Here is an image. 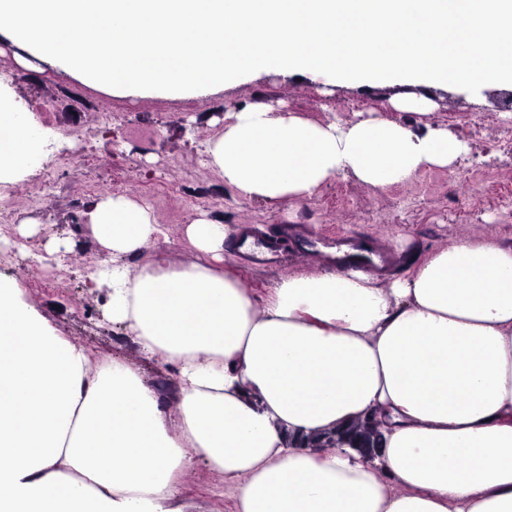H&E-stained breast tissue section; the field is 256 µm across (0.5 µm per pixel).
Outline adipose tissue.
Wrapping results in <instances>:
<instances>
[{"label": "adipose tissue", "mask_w": 512, "mask_h": 512, "mask_svg": "<svg viewBox=\"0 0 512 512\" xmlns=\"http://www.w3.org/2000/svg\"><path fill=\"white\" fill-rule=\"evenodd\" d=\"M20 130L0 183L26 175L45 133L10 97ZM466 142L383 116L341 125L253 106L224 117L208 166L243 199L309 196L339 174L383 189L448 169ZM112 256V321L183 386L180 426L119 360L58 336L0 278V512H184L181 477L204 462L227 512H512V245L462 237L406 276L294 275L257 294L224 265L229 231L185 225L196 262L125 261L164 236L121 194L88 213ZM375 455L305 439L368 415Z\"/></svg>", "instance_id": "ef3b65f1"}]
</instances>
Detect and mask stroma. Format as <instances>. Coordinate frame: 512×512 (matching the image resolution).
Here are the masks:
<instances>
[{
	"instance_id": "obj_1",
	"label": "stroma",
	"mask_w": 512,
	"mask_h": 512,
	"mask_svg": "<svg viewBox=\"0 0 512 512\" xmlns=\"http://www.w3.org/2000/svg\"><path fill=\"white\" fill-rule=\"evenodd\" d=\"M0 77L15 101L38 126H51L45 154L81 155L77 175L61 181L51 207L32 208L25 199L42 176L33 170L9 186L0 211V236L16 239L19 250L0 259V274L16 281L56 334L86 346L96 361L117 357L135 369L169 413H176L182 383L156 360L144 356L133 338L113 324L111 291L90 287V266L99 246L89 225L77 222L76 206L90 208L120 193L148 205L167 235L127 260L131 268L166 253L176 265L195 261L183 227L200 210L223 224L261 226L278 234L289 226L313 241L309 251L289 247L280 265L245 266L238 256L227 263L256 292L284 277L327 272L334 265L327 246L339 238L359 241L389 254L388 278L406 274L428 252L463 236H492L512 243V91L490 88L472 94L444 87L325 85L301 74L261 72L202 98L118 96L57 73L50 62L14 45L0 30ZM426 94L434 103L426 115L393 112L390 99ZM283 101L304 119L347 123L376 112L415 129L442 128L467 142L469 152L453 170L433 169L414 180L382 190L345 173L309 197L244 200L206 163L205 148L224 130V115L243 107ZM108 121H99L102 112ZM38 253L37 278L25 276L30 253ZM189 512H224L222 478L205 465L183 477Z\"/></svg>"
}]
</instances>
